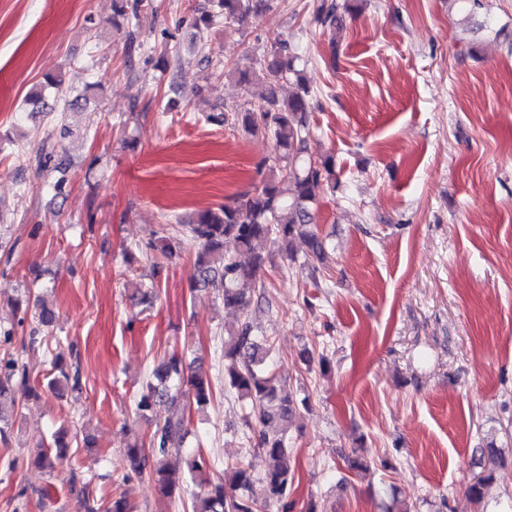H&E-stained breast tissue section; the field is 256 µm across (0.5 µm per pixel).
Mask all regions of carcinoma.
<instances>
[{
	"instance_id": "carcinoma-1",
	"label": "carcinoma",
	"mask_w": 512,
	"mask_h": 512,
	"mask_svg": "<svg viewBox=\"0 0 512 512\" xmlns=\"http://www.w3.org/2000/svg\"><path fill=\"white\" fill-rule=\"evenodd\" d=\"M146 0H112L113 18L129 24ZM272 0H210L211 10L195 18L194 28L209 27L222 16L227 21L242 23L251 15L271 9ZM365 0H316L311 21L323 31L336 34L342 25L341 12L358 15ZM267 73L264 88L256 95L257 102L230 112H213L205 121L223 125L227 122L249 134H268L274 143L275 156L266 175L253 190L228 204L201 210L183 228L200 245L196 269L199 282L205 286L215 282L223 288L224 307L241 312L238 326L224 330V387L250 402L245 426L255 439L268 463L261 477L266 490L263 502L246 496L254 481L251 470L241 464L231 468L228 481L214 482L207 477L210 463L193 453L187 459V472L171 470L170 452L181 450L191 409L206 406L211 399L209 376L200 368H188L183 358L171 354L154 370L155 382L146 383L136 401L142 417L162 405L167 415L157 423L150 440L152 456L135 442L125 450L131 469L147 475L159 492L172 497L185 491L186 483L194 484L191 512H263L274 504L279 512H291L288 497L295 483V468L288 450L287 430L294 414L291 394L284 391L267 363L268 348L253 334L249 319L252 295L261 283L265 258L259 245L270 241L288 261H295L293 242H306L309 252L318 261L327 259L325 239L316 224V205L326 190L336 187V163L330 154H314L308 142L312 135L309 88L304 78L302 58L286 39L278 41L270 52L256 58ZM62 80L48 76L27 97V104L36 110L45 105L44 91L59 89ZM292 90L283 95V85ZM145 254L154 255V268L161 267L159 257L173 254L174 245L160 228L152 232L144 244ZM246 253L250 261L243 264L237 255ZM54 377L48 387L73 381L79 386V373H70L63 353L51 359ZM26 396L34 394L27 367L15 358H0V399L16 390Z\"/></svg>"
}]
</instances>
